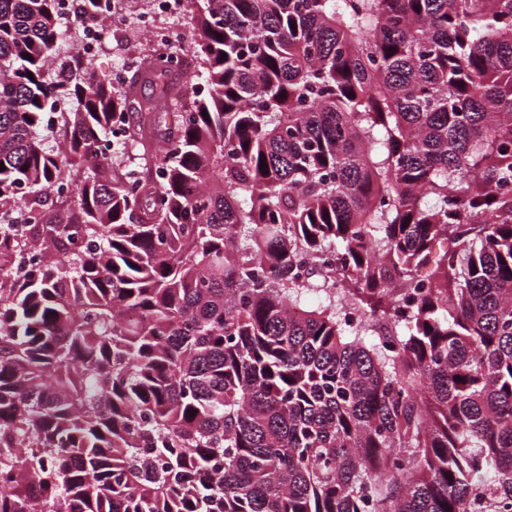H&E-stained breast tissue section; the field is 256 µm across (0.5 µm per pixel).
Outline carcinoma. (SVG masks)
Instances as JSON below:
<instances>
[{
    "mask_svg": "<svg viewBox=\"0 0 512 512\" xmlns=\"http://www.w3.org/2000/svg\"><path fill=\"white\" fill-rule=\"evenodd\" d=\"M188 3L0 0V512H512V0ZM148 4L149 7L139 13L140 25L151 42L166 46L170 49L171 52L169 53L168 65L170 67L182 68L186 64L185 55L188 57V67L173 75V80L177 84L181 85L187 78L194 74L196 62L191 52L186 50L187 48L183 49V52L180 51V45L183 43V34L179 31L160 25L157 22V17L160 15L172 16L169 18H163L161 21L185 32L186 29L188 30L192 26L191 14L189 13V8L187 9V1L149 0ZM107 27L112 32L106 41L104 30L100 27L88 25L81 29L76 43L77 50L86 61H93L103 49L93 62V72L100 75L110 71L108 78L115 84L125 80L124 70L117 66L124 67L126 82L120 88L132 92L135 109L131 108L129 112L135 119L139 112L136 101L144 103L155 94V86L144 80V62L150 54L158 52L152 49L154 46L140 30L134 12L112 20Z\"/></svg>",
    "mask_w": 512,
    "mask_h": 512,
    "instance_id": "1",
    "label": "carcinoma"
}]
</instances>
